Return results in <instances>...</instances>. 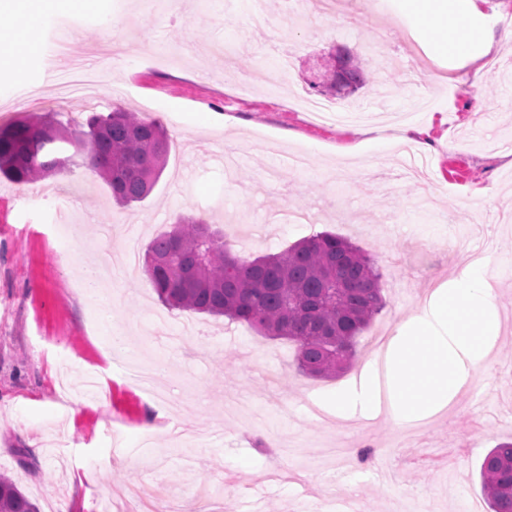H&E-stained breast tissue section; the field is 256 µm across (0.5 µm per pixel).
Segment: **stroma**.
<instances>
[{"label": "stroma", "mask_w": 512, "mask_h": 512, "mask_svg": "<svg viewBox=\"0 0 512 512\" xmlns=\"http://www.w3.org/2000/svg\"><path fill=\"white\" fill-rule=\"evenodd\" d=\"M335 12L298 19L286 38L258 29L250 0H101L43 24V50L65 41L98 72L93 97L57 101L65 60L31 71L43 89L32 107L22 86L0 84V123L39 112L76 121L123 108L160 120L166 168L143 202L120 207L84 167L27 185L0 179V473L39 512H289L301 493L334 512H462L483 501L480 463L512 440V359L496 349L454 406L412 441L388 419L317 421L306 402L336 393L348 374L300 373L295 346L248 324L195 315L198 332L171 347L155 319L178 332L186 314L163 305L142 265L88 287L97 249H135L180 215L206 220L233 253L284 251L322 232L376 259L386 306L356 346L395 331L429 288L447 280L457 241L494 228L489 264L502 271V339H512V0H481L496 43L472 63L436 54L407 0H337ZM102 39L124 55L91 53ZM345 49L361 58L364 87L330 98L339 109L390 113L392 142L373 149L367 121L324 124L299 102L317 96L311 68ZM425 156L427 181L396 178L401 145ZM303 152L305 169L286 156ZM439 191L425 196V183ZM495 188L494 204L478 193ZM156 365L177 415L147 420L151 399L126 374ZM370 448L328 468L319 446ZM138 486L141 497L129 496Z\"/></svg>", "instance_id": "35a3bbf8"}]
</instances>
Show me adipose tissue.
<instances>
[{
	"instance_id": "obj_1",
	"label": "adipose tissue",
	"mask_w": 512,
	"mask_h": 512,
	"mask_svg": "<svg viewBox=\"0 0 512 512\" xmlns=\"http://www.w3.org/2000/svg\"><path fill=\"white\" fill-rule=\"evenodd\" d=\"M13 20L0 27V56L11 62L0 82L23 80L42 21L59 10H92L98 0H6ZM431 48L449 56L469 53L480 41L475 0H410ZM501 322L497 288L480 263L464 265L451 283L431 287L418 308L390 336L381 361L366 362L352 383L326 398L323 408L340 420L384 417L403 425L431 419L466 391L473 373L494 354Z\"/></svg>"
}]
</instances>
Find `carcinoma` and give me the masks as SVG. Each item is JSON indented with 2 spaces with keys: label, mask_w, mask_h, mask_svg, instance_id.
Masks as SVG:
<instances>
[{
  "label": "carcinoma",
  "mask_w": 512,
  "mask_h": 512,
  "mask_svg": "<svg viewBox=\"0 0 512 512\" xmlns=\"http://www.w3.org/2000/svg\"><path fill=\"white\" fill-rule=\"evenodd\" d=\"M324 71H342L344 85L366 83L361 63L341 49ZM57 113L0 124V175L26 184L57 169V143L85 144L82 165L98 175L122 206L144 201L166 164L167 128L157 119L117 108L91 113L73 126ZM158 299L174 309L245 322L270 338L296 344L301 373L334 378L348 370L358 338L383 307L381 273L345 238L321 233L288 250L254 258L231 252L224 235L203 219L179 218L154 238L143 258ZM489 512H512V441L498 443L480 465ZM0 512H38L37 505L0 473Z\"/></svg>",
  "instance_id": "obj_1"
}]
</instances>
